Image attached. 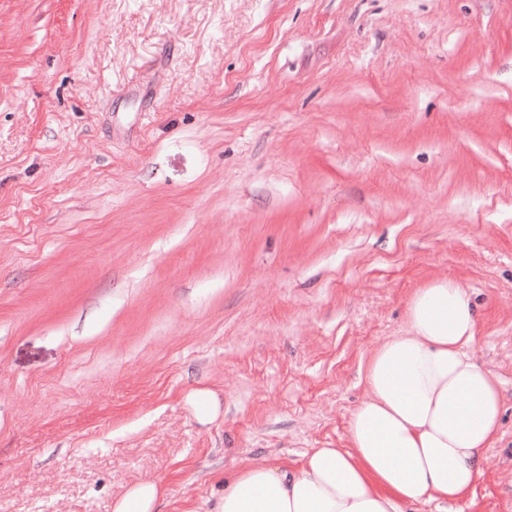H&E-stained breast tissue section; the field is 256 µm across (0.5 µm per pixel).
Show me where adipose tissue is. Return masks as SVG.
Returning a JSON list of instances; mask_svg holds the SVG:
<instances>
[{
    "label": "adipose tissue",
    "instance_id": "1",
    "mask_svg": "<svg viewBox=\"0 0 512 512\" xmlns=\"http://www.w3.org/2000/svg\"><path fill=\"white\" fill-rule=\"evenodd\" d=\"M407 317L360 369L367 397L348 446L312 449L292 471L245 463L217 512H405L468 494L502 412L496 375L469 353L475 311L459 285L433 280L413 290Z\"/></svg>",
    "mask_w": 512,
    "mask_h": 512
}]
</instances>
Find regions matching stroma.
Returning a JSON list of instances; mask_svg holds the SVG:
<instances>
[{"mask_svg": "<svg viewBox=\"0 0 512 512\" xmlns=\"http://www.w3.org/2000/svg\"><path fill=\"white\" fill-rule=\"evenodd\" d=\"M449 280L512 512V0H0V512H213L345 442ZM160 488L155 483L137 484L117 501L114 512H154Z\"/></svg>", "mask_w": 512, "mask_h": 512, "instance_id": "1", "label": "stroma"}]
</instances>
